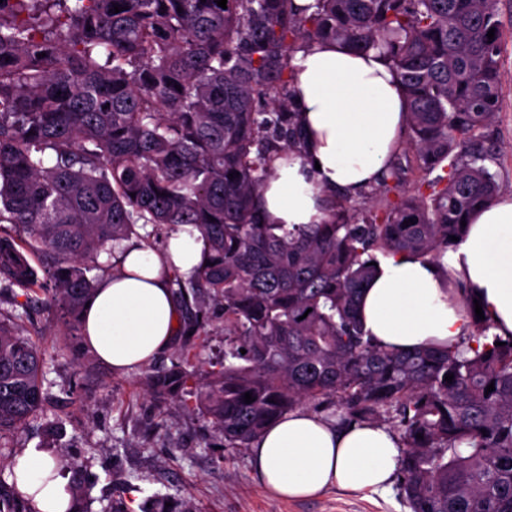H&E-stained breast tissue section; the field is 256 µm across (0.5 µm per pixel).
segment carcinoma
I'll list each match as a JSON object with an SVG mask.
<instances>
[{"label": "carcinoma", "instance_id": "carcinoma-1", "mask_svg": "<svg viewBox=\"0 0 512 512\" xmlns=\"http://www.w3.org/2000/svg\"><path fill=\"white\" fill-rule=\"evenodd\" d=\"M322 38L385 55L407 97L404 159L359 218L338 201L319 224H263L268 154L298 144L289 58ZM501 39L497 0H3L4 288L48 291L77 352L98 254L139 225L150 246L189 224L202 260L174 273V294L192 333L220 302L224 368L202 383L180 364L150 371L152 391L191 395L226 448L310 400L343 425L388 415L411 512H512V335L490 333L468 294L477 334L452 349H382L358 313L379 256L440 259L498 195L485 132L501 109ZM404 160L436 176L409 190ZM43 367L0 321V434L43 409Z\"/></svg>", "mask_w": 512, "mask_h": 512}]
</instances>
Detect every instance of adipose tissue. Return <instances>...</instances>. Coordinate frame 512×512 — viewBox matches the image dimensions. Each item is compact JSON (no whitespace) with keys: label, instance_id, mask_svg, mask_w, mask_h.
I'll return each instance as SVG.
<instances>
[{"label":"adipose tissue","instance_id":"obj_1","mask_svg":"<svg viewBox=\"0 0 512 512\" xmlns=\"http://www.w3.org/2000/svg\"><path fill=\"white\" fill-rule=\"evenodd\" d=\"M289 71L301 146L271 160L259 212L265 224H317L328 201L359 198L378 183L402 142L407 101L374 49L320 39L294 49ZM202 248L199 232L188 225L171 233L166 253L127 247L119 271L100 282L83 310L85 347L123 373L167 351L183 313L171 277L190 274ZM466 288L482 301L494 333L511 335L512 197L478 211L464 240L440 261L397 255L382 262L360 298L364 330L388 350L455 346L469 330L461 301ZM399 448L384 426H342L297 409L253 441L252 459L270 492L307 498L332 485L350 492L385 488ZM12 472L36 512H68L71 494L56 461L26 457Z\"/></svg>","mask_w":512,"mask_h":512}]
</instances>
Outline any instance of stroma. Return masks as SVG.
Masks as SVG:
<instances>
[{
    "label": "stroma",
    "mask_w": 512,
    "mask_h": 512,
    "mask_svg": "<svg viewBox=\"0 0 512 512\" xmlns=\"http://www.w3.org/2000/svg\"><path fill=\"white\" fill-rule=\"evenodd\" d=\"M503 31L502 108L489 129L493 155L486 165L512 196V0H499ZM198 335L178 338L154 368L182 364L206 374L224 359V315L207 307ZM0 317L31 336L44 352L48 399L40 416L20 433L0 437V480L27 454L71 455L64 470L76 512H142L160 496L184 512H411L398 484L381 492L335 487L310 499H285L266 491L246 448L224 447L212 424L177 396H156L144 370L117 373L94 354L74 357L68 327L40 290L14 288L0 299Z\"/></svg>",
    "instance_id": "stroma-1"
}]
</instances>
